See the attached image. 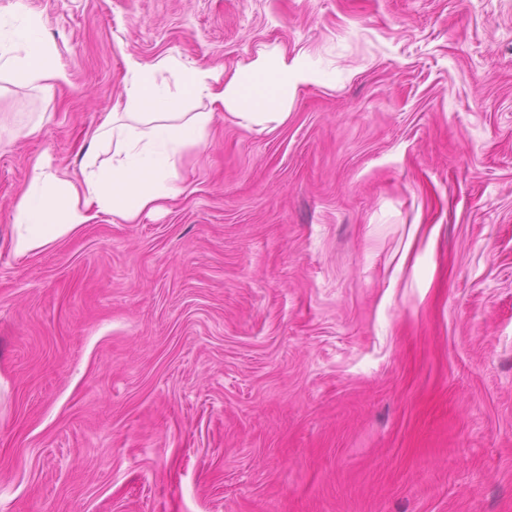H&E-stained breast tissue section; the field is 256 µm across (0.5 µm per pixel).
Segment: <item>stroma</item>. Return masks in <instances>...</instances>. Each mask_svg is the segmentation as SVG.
<instances>
[{
    "mask_svg": "<svg viewBox=\"0 0 512 512\" xmlns=\"http://www.w3.org/2000/svg\"><path fill=\"white\" fill-rule=\"evenodd\" d=\"M25 3L69 82L0 93V512H512V0ZM273 48L335 82L15 253L129 59Z\"/></svg>",
    "mask_w": 512,
    "mask_h": 512,
    "instance_id": "1",
    "label": "stroma"
}]
</instances>
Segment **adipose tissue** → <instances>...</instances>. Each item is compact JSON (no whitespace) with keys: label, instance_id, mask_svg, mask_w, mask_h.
Masks as SVG:
<instances>
[{"label":"adipose tissue","instance_id":"1","mask_svg":"<svg viewBox=\"0 0 512 512\" xmlns=\"http://www.w3.org/2000/svg\"><path fill=\"white\" fill-rule=\"evenodd\" d=\"M42 19L23 0L0 11V82L38 91L67 81L51 60ZM168 71L156 80L155 71ZM312 57L283 50L259 51L246 66L224 69H174L169 59L156 67L130 61L125 97L96 128L92 141L112 149L109 167L87 161L79 179L61 177L49 159H37L29 184L12 214L16 254H37L79 232L99 213L122 224L137 223L143 212L176 202L188 191L175 162L191 145L206 143L215 111L236 125L279 126L288 119L299 88L333 83ZM208 101L207 112H190L188 101Z\"/></svg>","mask_w":512,"mask_h":512}]
</instances>
